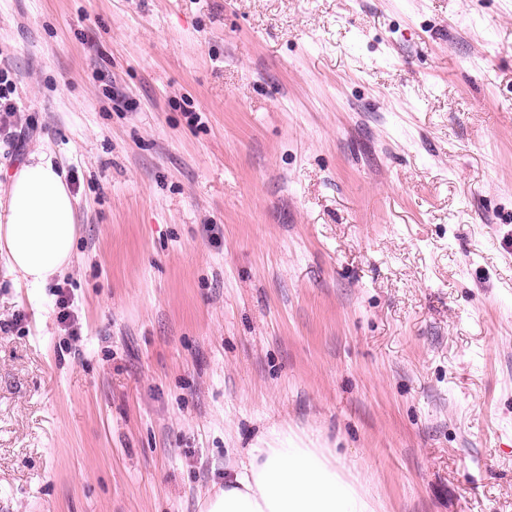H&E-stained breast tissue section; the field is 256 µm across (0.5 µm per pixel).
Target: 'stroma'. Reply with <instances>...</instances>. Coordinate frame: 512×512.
<instances>
[{"label": "stroma", "mask_w": 512, "mask_h": 512, "mask_svg": "<svg viewBox=\"0 0 512 512\" xmlns=\"http://www.w3.org/2000/svg\"><path fill=\"white\" fill-rule=\"evenodd\" d=\"M0 67L77 197L0 260V512H201L274 425L512 512V0H0Z\"/></svg>", "instance_id": "1"}]
</instances>
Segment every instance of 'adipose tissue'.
<instances>
[{"mask_svg": "<svg viewBox=\"0 0 512 512\" xmlns=\"http://www.w3.org/2000/svg\"><path fill=\"white\" fill-rule=\"evenodd\" d=\"M77 198L53 158L35 149L0 182V258L25 287L71 265ZM202 512H377L365 481L331 448L274 426L224 474Z\"/></svg>", "mask_w": 512, "mask_h": 512, "instance_id": "adipose-tissue-1", "label": "adipose tissue"}]
</instances>
